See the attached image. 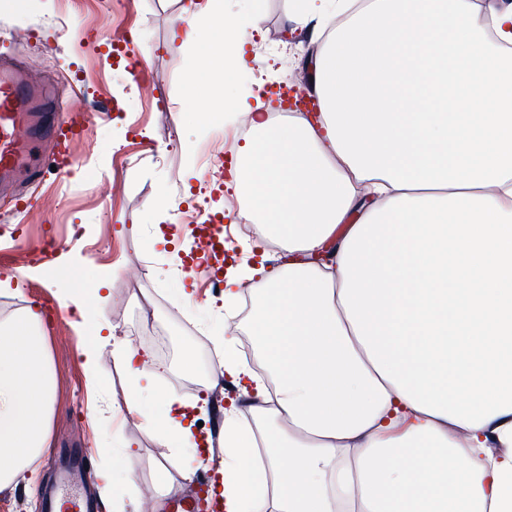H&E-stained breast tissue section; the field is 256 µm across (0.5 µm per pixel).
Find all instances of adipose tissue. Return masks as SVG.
I'll return each mask as SVG.
<instances>
[{"label": "adipose tissue", "mask_w": 512, "mask_h": 512, "mask_svg": "<svg viewBox=\"0 0 512 512\" xmlns=\"http://www.w3.org/2000/svg\"><path fill=\"white\" fill-rule=\"evenodd\" d=\"M186 11L193 48L224 23L234 73L260 10ZM287 17L317 46L319 110L248 112L236 218L261 264L228 271L224 309L248 280L262 366L215 331L253 416L224 413V510L512 512V0H291ZM39 321L0 322V488L51 446ZM121 356L116 411L195 448L185 404Z\"/></svg>", "instance_id": "adipose-tissue-1"}]
</instances>
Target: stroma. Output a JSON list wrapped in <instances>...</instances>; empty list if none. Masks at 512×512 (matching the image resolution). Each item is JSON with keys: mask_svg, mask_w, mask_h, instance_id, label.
<instances>
[{"mask_svg": "<svg viewBox=\"0 0 512 512\" xmlns=\"http://www.w3.org/2000/svg\"><path fill=\"white\" fill-rule=\"evenodd\" d=\"M187 0H27L8 7L0 0V53L31 62L32 80L66 88L78 101L95 100L87 113L90 131L72 142L68 178L45 171L24 180L16 196L0 198V317L25 308L40 314V332L50 351L55 395L51 446L32 467L0 490V512H40L43 496L56 489L71 452L84 451L76 490L97 501L100 512H170L174 497L199 499L220 483L224 468L223 410L228 394L213 385L217 367L210 325L224 317V295L200 287L199 269L172 271L184 247L160 241L147 217L163 200L170 214L186 205L224 213L225 266L243 265L241 223L233 222L229 187L233 157L219 159L224 130L198 132L199 117L219 111L239 84L256 86L265 70L296 74L314 46L292 31L286 0H264V18L242 36L245 61L233 79L201 50L176 34L186 25ZM196 88H189L191 66ZM192 155H185L184 145ZM202 178H193V171ZM83 274L84 295L98 319L116 324V335L157 369L155 391L196 406L194 434L205 445L174 458L162 448L153 424L112 415L123 396L122 365L104 355L97 386L88 388L77 353L87 340L84 318L62 305L72 282L65 271ZM106 278L97 290L92 277ZM210 430H202V422ZM135 463L129 480L106 493L124 456Z\"/></svg>", "mask_w": 512, "mask_h": 512, "instance_id": "stroma-1", "label": "stroma"}]
</instances>
